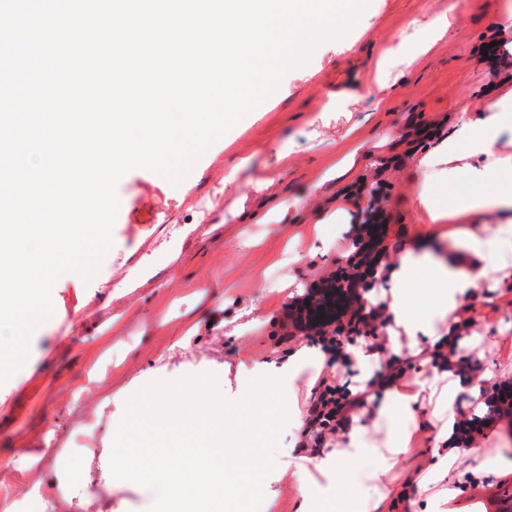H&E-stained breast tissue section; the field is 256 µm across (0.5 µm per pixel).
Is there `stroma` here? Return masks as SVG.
I'll return each mask as SVG.
<instances>
[{
  "mask_svg": "<svg viewBox=\"0 0 512 512\" xmlns=\"http://www.w3.org/2000/svg\"><path fill=\"white\" fill-rule=\"evenodd\" d=\"M505 0H370L365 22L346 43L321 42L309 61L291 69L277 90L213 143L179 185L145 169L119 181L121 206L113 245L91 281L76 274L52 289L54 313L34 332L25 364L0 386V468L39 463L45 490H79L93 504L101 479L112 482V512H147L150 489L113 479L110 459L127 400L147 384L213 373L223 397L242 398L249 380L242 364L281 363L306 337L287 339L281 307L302 294L336 258V244L353 223L340 210L343 192L381 159L404 155L409 125L439 121L451 131L461 110L483 117L494 100L478 48L494 32ZM447 15L448 31L381 95L370 94L386 47L411 40L414 28ZM350 90L343 114L324 111L330 95ZM357 145L356 165L327 178L340 151ZM244 157L250 169L226 177ZM271 179L258 188L256 178ZM392 233L405 250L456 249L457 224H433L416 201L415 161L388 171ZM135 288L116 292L125 277ZM464 341L452 378L461 387L456 419L479 410L468 389L488 371L512 385V279L490 274L462 306ZM440 423L424 406L409 451L392 470L394 483L424 472ZM92 441L99 457L79 471L65 461ZM344 434L300 447V432L285 426L276 467L262 484L260 512H298L301 496L291 466L342 447ZM361 465L343 467L340 486L314 492L311 512H336V500L361 501ZM481 512L512 505V470L469 492Z\"/></svg>",
  "mask_w": 512,
  "mask_h": 512,
  "instance_id": "obj_1",
  "label": "stroma"
}]
</instances>
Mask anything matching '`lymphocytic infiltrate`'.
<instances>
[{
    "label": "lymphocytic infiltrate",
    "instance_id": "lymphocytic-infiltrate-1",
    "mask_svg": "<svg viewBox=\"0 0 512 512\" xmlns=\"http://www.w3.org/2000/svg\"><path fill=\"white\" fill-rule=\"evenodd\" d=\"M390 187L389 181L377 175L370 181L359 180L344 194L342 201L345 207L354 208L357 220L343 238L334 267L282 306V318L292 335L320 344L330 362L346 360L344 345L377 335L391 322L386 303L368 299L392 268L385 244L391 221L387 210ZM362 406L361 394L352 393L336 378L319 377L301 434L321 438L345 430L353 412Z\"/></svg>",
    "mask_w": 512,
    "mask_h": 512
}]
</instances>
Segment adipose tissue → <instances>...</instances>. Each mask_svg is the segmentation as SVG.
Here are the masks:
<instances>
[{
	"label": "adipose tissue",
	"instance_id": "1",
	"mask_svg": "<svg viewBox=\"0 0 512 512\" xmlns=\"http://www.w3.org/2000/svg\"><path fill=\"white\" fill-rule=\"evenodd\" d=\"M506 135L512 137V89L499 91L482 119L474 121L459 117L452 134L427 149L419 161L422 184L418 201L430 220L439 222L461 215L475 217L486 211L502 213L503 221L488 246L500 252H512V153L495 148ZM462 147L466 148L464 156L468 158L464 165L458 162L462 156L458 150ZM442 178L452 183L464 179L468 188L467 193L456 196L445 208L437 206L429 195L431 183ZM485 249L473 242L468 266L464 269L426 251L411 252L402 258L401 271L414 268L427 271L434 289V312L447 319L448 329L439 335L424 334L427 315L410 306L405 292L392 291L390 311L396 326L406 333L414 361L424 378L417 392H390L387 403L377 409L376 420H387L397 414L403 418L405 427L413 428L417 425L418 404L427 400L434 402V413L442 418L451 408L460 391L459 386L452 380L438 383L437 379L427 378L426 372L434 352L450 350L459 340V308L491 271ZM318 358L317 351L301 347L293 350L280 365L256 363L251 372L259 385L277 390L293 385L297 376ZM407 442V435H397L381 449L374 445L367 427H351L341 449L312 457L292 471L291 477L302 496L300 512H309L310 492L318 482H326L330 487L337 485L345 463L365 460L370 466L364 473V481L377 491L371 507L373 512H384L386 504L382 489L399 457L406 453ZM433 456V466L419 477L421 483L438 487L437 492L428 497L425 512H470L466 497L468 487L501 474L494 464L480 459L475 449L457 447L455 427L450 421H444L434 436Z\"/></svg>",
	"mask_w": 512,
	"mask_h": 512
}]
</instances>
